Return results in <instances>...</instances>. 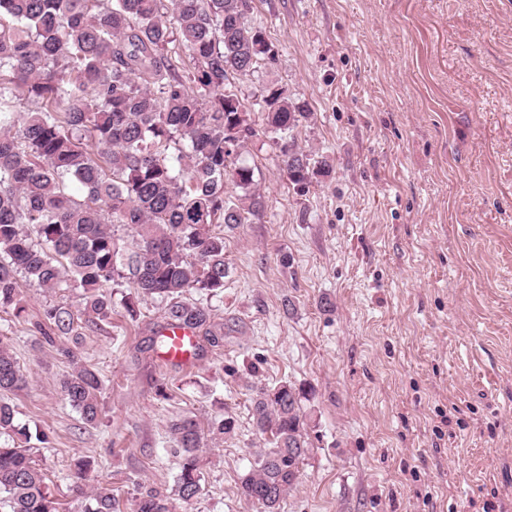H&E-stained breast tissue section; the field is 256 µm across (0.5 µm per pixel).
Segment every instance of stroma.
I'll use <instances>...</instances> for the list:
<instances>
[{"instance_id":"stroma-1","label":"stroma","mask_w":512,"mask_h":512,"mask_svg":"<svg viewBox=\"0 0 512 512\" xmlns=\"http://www.w3.org/2000/svg\"><path fill=\"white\" fill-rule=\"evenodd\" d=\"M251 6L276 59L225 87L249 104L274 82L305 102L294 141L333 172L297 190L252 113L239 160L264 204L214 228L224 291L186 298L223 324L224 344L200 342L192 367L161 359L165 303L127 282L109 287L110 320L51 345L44 311L81 314L76 293L26 285L22 314L0 307L28 377L6 399L46 437L35 460L67 512L100 488L131 512L143 488L175 485L171 421L229 412L238 434L206 442L203 491L183 512H261L240 491L263 444L243 382L254 366L259 385L307 390L316 424L281 512H512V0ZM67 348L103 380L96 425L61 395ZM81 457L94 461L82 474Z\"/></svg>"}]
</instances>
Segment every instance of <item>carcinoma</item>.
I'll return each instance as SVG.
<instances>
[{
  "mask_svg": "<svg viewBox=\"0 0 512 512\" xmlns=\"http://www.w3.org/2000/svg\"><path fill=\"white\" fill-rule=\"evenodd\" d=\"M275 47L247 23L239 0H0V307L23 311L18 276L48 293L80 290L83 313L112 315L109 282L131 281L143 296L166 300L165 319L190 327L210 346L223 328L210 310L184 300L224 288V238L212 226L244 224L262 207L254 169L237 160L255 134L249 110L230 102L224 82L274 59ZM21 125L15 115L23 105ZM255 111L282 134L279 152L290 183L302 189L333 167L287 138L309 118L305 104L275 84L259 90ZM245 191L224 200V182ZM79 184L85 195L70 191ZM131 229L133 247L119 244ZM45 338L75 336L70 307L45 310ZM10 345L0 340V393L26 386ZM98 372L71 360L61 379L64 400L82 422L100 415ZM306 393L284 382L258 387L252 423L266 446L240 477L245 501L280 512L308 455ZM179 472L172 492L147 488L132 512H176L202 493L203 433L195 419L171 422ZM208 435H237L227 412ZM16 423L0 401V512H60L59 502ZM82 497L79 512H118L112 493Z\"/></svg>",
  "mask_w": 512,
  "mask_h": 512,
  "instance_id": "cac0c4a2",
  "label": "carcinoma"
}]
</instances>
